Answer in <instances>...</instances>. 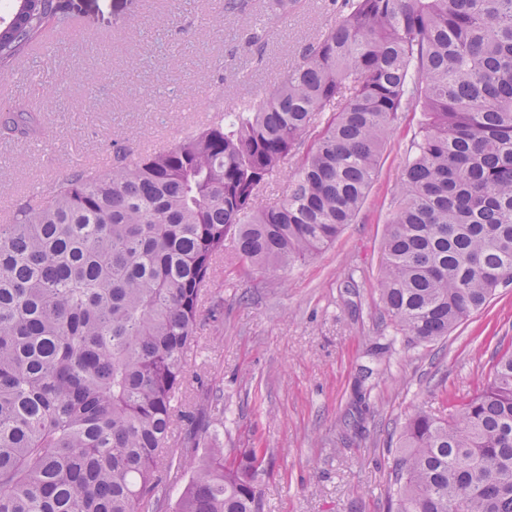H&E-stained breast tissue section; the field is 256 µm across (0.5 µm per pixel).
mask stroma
<instances>
[{"mask_svg": "<svg viewBox=\"0 0 512 512\" xmlns=\"http://www.w3.org/2000/svg\"><path fill=\"white\" fill-rule=\"evenodd\" d=\"M0 111L43 119L40 140L0 133V197L21 204L73 165L171 146L214 109L271 91L319 38L329 0H77ZM420 116L399 114L354 223L287 269L241 271L225 251L203 292L183 408L204 448H260L263 512H388L399 437L419 409L443 416L512 347V286L447 337L396 330L380 299L387 216Z\"/></svg>", "mask_w": 512, "mask_h": 512, "instance_id": "obj_1", "label": "stroma"}]
</instances>
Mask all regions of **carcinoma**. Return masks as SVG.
Instances as JSON below:
<instances>
[{
    "label": "carcinoma",
    "instance_id": "carcinoma-1",
    "mask_svg": "<svg viewBox=\"0 0 512 512\" xmlns=\"http://www.w3.org/2000/svg\"><path fill=\"white\" fill-rule=\"evenodd\" d=\"M73 12L13 0L0 76ZM410 110L379 288L397 330L435 342L512 284V0H342L269 93L74 169L0 224V512H165L184 478L176 512H263L260 449L169 446L202 289L228 246L247 272L335 241ZM304 144L286 195L260 201ZM390 492L396 512H512L511 350L448 417L409 418Z\"/></svg>",
    "mask_w": 512,
    "mask_h": 512
}]
</instances>
